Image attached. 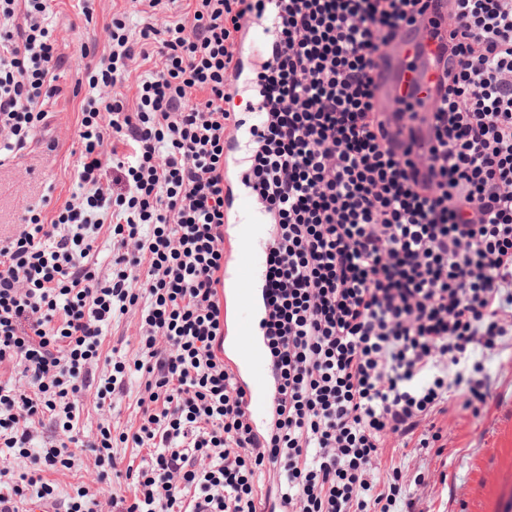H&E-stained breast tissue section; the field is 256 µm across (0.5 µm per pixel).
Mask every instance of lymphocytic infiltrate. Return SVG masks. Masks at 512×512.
Segmentation results:
<instances>
[{"label": "lymphocytic infiltrate", "instance_id": "1", "mask_svg": "<svg viewBox=\"0 0 512 512\" xmlns=\"http://www.w3.org/2000/svg\"><path fill=\"white\" fill-rule=\"evenodd\" d=\"M112 18L108 53L86 69L81 190L0 239V444L29 472L0 487V512L28 488L58 499L44 472L76 451L117 470L111 432L74 426L103 328L141 305L140 356L113 359L98 396L140 374L147 454L112 512H257L261 485L284 512H417L432 476L378 480L384 439L441 447L428 419L452 399L480 417L488 360L512 349V0H187L159 19ZM50 0H0V165L37 142L64 63L44 24ZM272 45L253 63L258 110L232 107L234 47L254 19ZM153 61L134 105L113 89ZM441 65L429 93L395 78ZM248 129L243 182L271 249L265 340L277 376L273 425L258 438L216 348L214 283L224 266L225 145ZM124 148L104 164V144ZM112 227V277L87 258ZM62 416L65 440L33 445L31 425Z\"/></svg>", "mask_w": 512, "mask_h": 512}]
</instances>
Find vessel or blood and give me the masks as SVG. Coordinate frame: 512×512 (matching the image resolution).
Returning <instances> with one entry per match:
<instances>
[{
	"label": "vessel or blood",
	"mask_w": 512,
	"mask_h": 512,
	"mask_svg": "<svg viewBox=\"0 0 512 512\" xmlns=\"http://www.w3.org/2000/svg\"><path fill=\"white\" fill-rule=\"evenodd\" d=\"M253 198L237 194L224 214V268L217 286V300L224 319V344L219 354L244 391L243 408L256 435L270 427L273 405V371L263 339L265 316L264 274L253 270L243 276L241 257L246 253L268 255L270 241L246 231L252 223ZM454 512H512V426L501 431L493 446L476 460L469 481L457 493Z\"/></svg>",
	"instance_id": "obj_1"
}]
</instances>
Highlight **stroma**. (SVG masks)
Listing matches in <instances>:
<instances>
[{"label":"stroma","instance_id":"obj_1","mask_svg":"<svg viewBox=\"0 0 512 512\" xmlns=\"http://www.w3.org/2000/svg\"><path fill=\"white\" fill-rule=\"evenodd\" d=\"M139 9L138 0H54L45 23L58 38L65 56L57 80L61 91L46 106L51 119L43 144L32 146L0 167V233L4 236L20 231L28 209L37 208L44 215H53L77 192L81 113L97 97L96 91L82 81L88 63L83 50L92 43L98 49H106L113 14H126L129 26L133 27L139 21ZM141 314V307L129 308L104 327L99 358L92 366L94 379L111 375L113 357H121L128 363L139 357ZM492 369L495 377L492 398L481 418L454 408L434 417V424L448 440L442 453L412 445L404 448L391 438L380 450L376 462L380 477H389L396 467L406 474L419 469L436 476L445 474V481L436 479L422 493L421 512H450L457 488L467 481L474 467V449L482 447L499 425L512 421V357H499ZM143 391L140 377L132 376L126 382L124 396L111 409L100 405L96 387H89L78 401L76 428L87 436L95 435L102 424L110 425L116 435L133 432L139 424L137 401ZM44 478L63 494L83 484L128 498L133 495L126 476L113 475L106 483H99L95 456L89 451L77 452L70 467L45 472Z\"/></svg>","mask_w":512,"mask_h":512}]
</instances>
